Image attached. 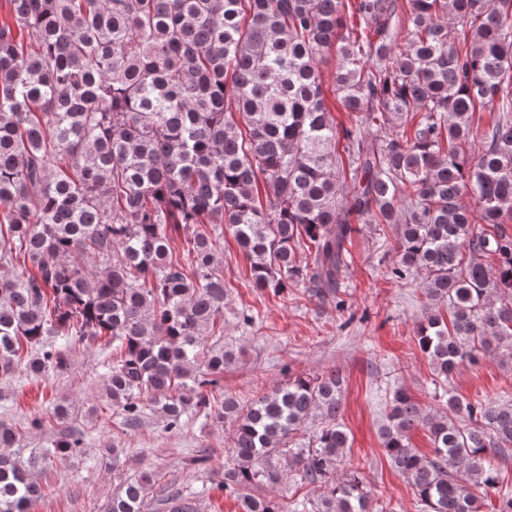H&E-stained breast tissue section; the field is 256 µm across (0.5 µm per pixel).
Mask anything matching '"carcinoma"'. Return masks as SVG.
Masks as SVG:
<instances>
[{"instance_id":"1","label":"carcinoma","mask_w":512,"mask_h":512,"mask_svg":"<svg viewBox=\"0 0 512 512\" xmlns=\"http://www.w3.org/2000/svg\"><path fill=\"white\" fill-rule=\"evenodd\" d=\"M4 2L0 377L25 344L41 376L105 337L116 354L105 393L124 426L147 405L168 429L199 412L230 423L219 488L239 512H372L359 471L343 467L339 370L290 376L244 406L212 404L235 359L224 349L229 288L211 236L196 234L179 258L168 230L225 228L252 287L279 294L305 279L340 307L358 225L397 224L388 275L422 278L415 337L436 378L512 356V238L476 228L512 219V0ZM331 52L347 127L321 80ZM486 107L499 116L469 157ZM446 404L426 413L393 390L380 430L388 461L420 512H483L489 489L495 512H512L493 463L512 451L509 391ZM420 426L430 455L411 446ZM82 445L70 434L24 463L0 453V512H28L43 496L31 471ZM292 472L321 493L292 509L251 493ZM155 484L140 472L108 512H144Z\"/></svg>"}]
</instances>
